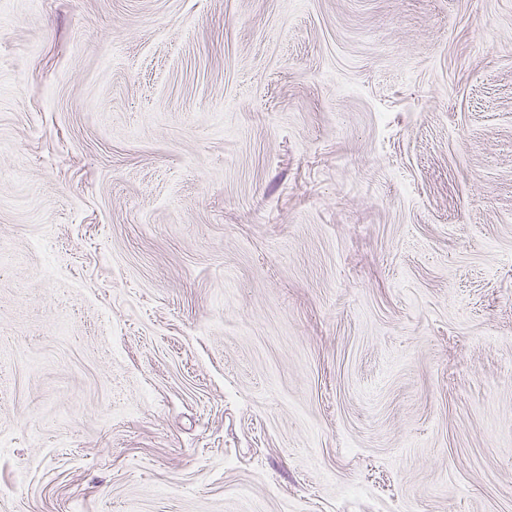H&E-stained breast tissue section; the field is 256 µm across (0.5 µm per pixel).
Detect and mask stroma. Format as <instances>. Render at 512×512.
<instances>
[{
    "mask_svg": "<svg viewBox=\"0 0 512 512\" xmlns=\"http://www.w3.org/2000/svg\"><path fill=\"white\" fill-rule=\"evenodd\" d=\"M0 512H512V0H0Z\"/></svg>",
    "mask_w": 512,
    "mask_h": 512,
    "instance_id": "1",
    "label": "stroma"
}]
</instances>
